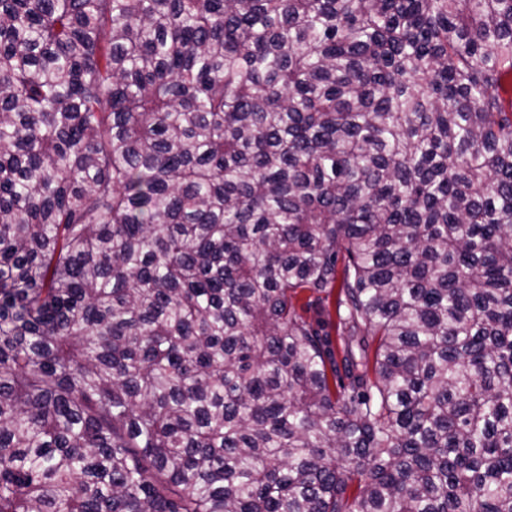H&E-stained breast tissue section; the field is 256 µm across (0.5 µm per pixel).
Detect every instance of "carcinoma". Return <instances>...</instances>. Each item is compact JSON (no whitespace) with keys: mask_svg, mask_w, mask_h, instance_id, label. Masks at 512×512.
<instances>
[{"mask_svg":"<svg viewBox=\"0 0 512 512\" xmlns=\"http://www.w3.org/2000/svg\"><path fill=\"white\" fill-rule=\"evenodd\" d=\"M0 512H512V0H0Z\"/></svg>","mask_w":512,"mask_h":512,"instance_id":"1","label":"carcinoma"}]
</instances>
